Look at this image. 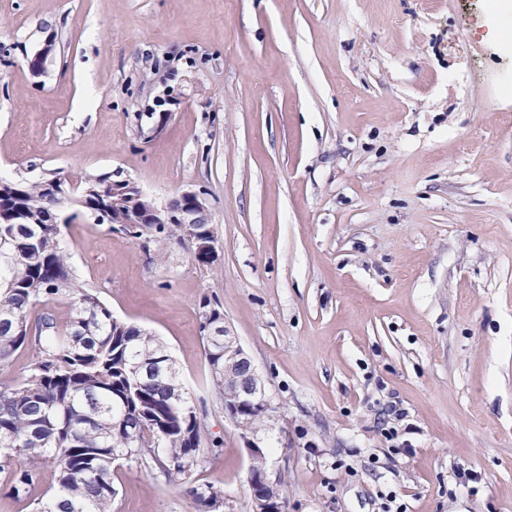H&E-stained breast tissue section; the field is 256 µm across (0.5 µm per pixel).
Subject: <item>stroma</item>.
Here are the masks:
<instances>
[{"instance_id":"stroma-1","label":"stroma","mask_w":512,"mask_h":512,"mask_svg":"<svg viewBox=\"0 0 512 512\" xmlns=\"http://www.w3.org/2000/svg\"><path fill=\"white\" fill-rule=\"evenodd\" d=\"M510 19L512 0H0V180L208 201L212 267L89 217L62 239L205 398L188 484L223 512H252L248 454L206 303L277 409L258 439L284 512H512ZM113 482L112 512H197L158 469ZM199 507L213 509L224 504V490L213 485L202 484L189 489Z\"/></svg>"}]
</instances>
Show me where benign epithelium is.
Listing matches in <instances>:
<instances>
[{
	"label": "benign epithelium",
	"instance_id": "obj_1",
	"mask_svg": "<svg viewBox=\"0 0 512 512\" xmlns=\"http://www.w3.org/2000/svg\"><path fill=\"white\" fill-rule=\"evenodd\" d=\"M85 193L93 194L96 220H101L112 207L125 214L126 224H178L186 238L197 243L203 258L218 261L217 239L198 237L197 225L210 223L208 203L202 193L187 190L159 205L129 179L102 188L93 186ZM221 322L222 317L216 314H202L206 335L224 336V413L241 428L247 447L253 512H282L279 483L270 478L266 455L257 438L259 426L273 417L275 407L266 400L264 385L250 357Z\"/></svg>",
	"mask_w": 512,
	"mask_h": 512
}]
</instances>
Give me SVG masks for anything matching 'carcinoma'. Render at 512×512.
I'll use <instances>...</instances> for the list:
<instances>
[{"mask_svg":"<svg viewBox=\"0 0 512 512\" xmlns=\"http://www.w3.org/2000/svg\"><path fill=\"white\" fill-rule=\"evenodd\" d=\"M57 207L45 182L25 183L21 223H0V361L31 351L24 378L0 388V474L8 494L27 496L51 459L55 486L33 500V512H112L117 466L155 465L171 482L195 470L203 413L164 345L113 323L112 310L76 281L60 227L48 221ZM151 243L161 258L173 244L196 252L176 225H159ZM57 297L69 300L70 320L61 325L46 313L31 323L32 307ZM206 342L222 396L224 337ZM189 493L205 509L224 503V490L213 485Z\"/></svg>","mask_w":512,"mask_h":512,"instance_id":"obj_1","label":"carcinoma"}]
</instances>
